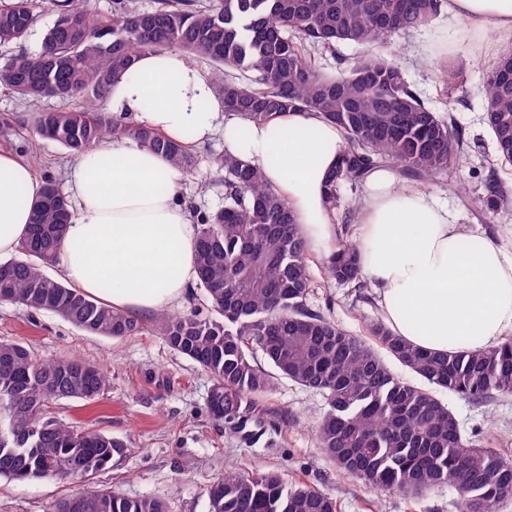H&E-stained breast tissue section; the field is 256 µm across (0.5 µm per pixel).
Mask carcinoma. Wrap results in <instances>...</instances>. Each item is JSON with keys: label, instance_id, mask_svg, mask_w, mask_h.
<instances>
[{"label": "carcinoma", "instance_id": "1", "mask_svg": "<svg viewBox=\"0 0 512 512\" xmlns=\"http://www.w3.org/2000/svg\"><path fill=\"white\" fill-rule=\"evenodd\" d=\"M441 0H157L150 10L114 0L97 18L84 0H48L57 14L36 55L0 63V84L24 100L63 106L36 111L33 132L71 154L110 138H129L169 158L184 172L196 168L183 143L145 125H125L104 111L112 82L130 72L145 50L177 49L216 64L225 112L261 122L289 111L316 112L340 127L348 147L328 180L326 199L340 214L328 276L365 287L359 251L349 230L356 212L340 204V189L381 166L427 181L466 163L469 144L453 114L442 115L411 87L395 62L372 55L335 77L322 74L306 44L384 42L418 31L438 15ZM36 0H0V45L22 41ZM242 78H223L224 69ZM448 95L462 87L461 69L439 63ZM85 96L88 110L64 103ZM487 123L498 157L512 165V50L497 58L484 84ZM224 208L197 223L198 286L210 316L160 313L155 325L168 343L211 374L213 416L240 433L260 425L257 399L275 377L326 395L316 427L318 447L344 474L380 492L421 494L446 486L457 512L475 503L493 512L512 497V460L467 441L454 414L431 391L397 377L364 339L309 307V247L288 204L261 171L224 153ZM487 210L512 205L495 177L480 199ZM18 257L0 263V301L53 313L96 336L122 338L142 329L139 318L77 291L47 273L69 223L67 199L45 181ZM372 336L400 364L450 395L483 401L512 396V338L476 352L435 355L394 335L379 322ZM259 352L271 374L254 362ZM101 365L73 355L40 360L18 342L0 343V477L73 480L74 466L94 475L125 451L112 436L69 426L48 415L52 401H92L110 387ZM212 512H336L318 488L287 486L275 472L249 477L227 469L210 490ZM53 512H167L156 498H126L107 489L76 491Z\"/></svg>", "mask_w": 512, "mask_h": 512}]
</instances>
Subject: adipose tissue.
Listing matches in <instances>:
<instances>
[{
  "mask_svg": "<svg viewBox=\"0 0 512 512\" xmlns=\"http://www.w3.org/2000/svg\"><path fill=\"white\" fill-rule=\"evenodd\" d=\"M449 32L466 28L512 44V0H443ZM133 75L112 84L109 103L175 140L202 143L224 133L226 151L257 166L293 211L318 257L329 255L336 214L325 200L330 168L347 147L342 129L314 112L241 124L225 116L207 71L176 50L137 55ZM182 171L127 139L82 153L68 181L70 225L57 255L68 284L115 308L159 313L197 279L195 223L179 200ZM357 221L362 271L382 319L411 344L435 353L475 351L512 333V258L463 231L433 194L373 170ZM44 184L0 153V259L26 238Z\"/></svg>",
  "mask_w": 512,
  "mask_h": 512,
  "instance_id": "obj_1",
  "label": "adipose tissue"
}]
</instances>
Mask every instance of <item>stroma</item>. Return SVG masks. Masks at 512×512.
<instances>
[{
	"label": "stroma",
	"instance_id": "obj_1",
	"mask_svg": "<svg viewBox=\"0 0 512 512\" xmlns=\"http://www.w3.org/2000/svg\"><path fill=\"white\" fill-rule=\"evenodd\" d=\"M444 25V18H436L426 28L393 36L381 51L403 68L410 85L432 107L452 109L471 145L464 167L424 183V190L459 212L462 227H480L485 237L511 255L512 208L488 213L477 204L490 173H498L512 190V166H493L495 143L485 121L484 83L500 48L494 36L477 40L465 29L458 33L457 48L437 46L435 39ZM429 58L462 63L468 74L464 90L450 99L442 96L434 72L425 64ZM37 108V103L0 86V152L29 162L40 179L66 186L75 157L56 143L34 141L29 119ZM194 153L197 166L185 174L181 194L195 213H211L224 205V173L214 164L224 153L223 134L195 146ZM310 270V306L351 334H365L367 324L380 316L377 303L360 302L359 289L327 279L321 258L311 257ZM141 321L144 329L135 336H94L52 313L0 301V341L23 343L39 359L78 355L103 365L112 376L111 387L96 400L67 399L50 407L52 416L79 429L111 435L128 447L86 481L85 489H110L133 499L155 497L169 512H211L210 489L225 469L234 468L250 476L273 471L286 484L315 486L336 500L338 512H454L453 494L447 488L416 497L381 493L339 472L315 435L327 409L325 398L287 379L279 380L262 401L263 436L244 443L208 409L211 375L167 343L153 315H142ZM439 398L465 437L501 449L512 459V396L479 403L445 392ZM74 489L69 482L1 477L0 512H51Z\"/></svg>",
	"mask_w": 512,
	"mask_h": 512
}]
</instances>
